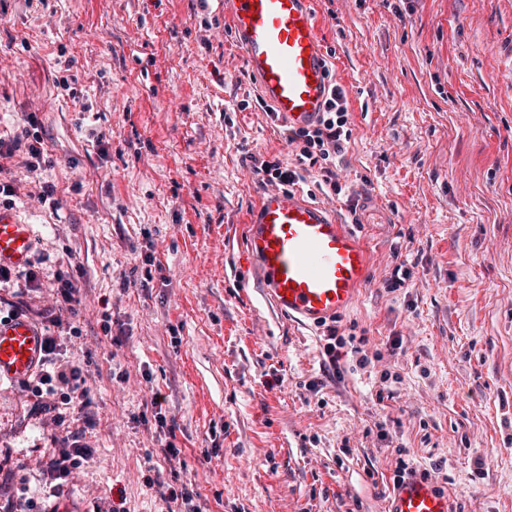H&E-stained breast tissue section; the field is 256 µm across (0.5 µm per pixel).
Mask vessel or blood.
<instances>
[{"label":"vessel or blood","mask_w":512,"mask_h":512,"mask_svg":"<svg viewBox=\"0 0 512 512\" xmlns=\"http://www.w3.org/2000/svg\"><path fill=\"white\" fill-rule=\"evenodd\" d=\"M224 14L262 99L291 127L316 124L329 78L314 0H224ZM245 247L273 308L304 324L346 313L371 275L362 237L294 191L271 187L259 194ZM32 248L29 226L1 211L0 266H25ZM41 357L42 336L30 321L0 323V379L32 375ZM385 512H454L453 497L410 470L389 487Z\"/></svg>","instance_id":"vessel-or-blood-1"}]
</instances>
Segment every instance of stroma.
<instances>
[{"instance_id":"1","label":"stroma","mask_w":512,"mask_h":512,"mask_svg":"<svg viewBox=\"0 0 512 512\" xmlns=\"http://www.w3.org/2000/svg\"><path fill=\"white\" fill-rule=\"evenodd\" d=\"M315 9L352 122L350 194L324 204L373 257L337 322L372 364L334 380L320 327L243 265L245 154L287 146L238 107L258 87L220 0H0V140L37 113L52 160L37 182L9 162L38 284L0 286V320L47 322L58 276L78 284L58 352L88 370L92 417L54 424L51 396L0 381V512L75 431L93 454L70 512H169L161 483L203 512H384L399 448L462 512H512V0Z\"/></svg>"}]
</instances>
